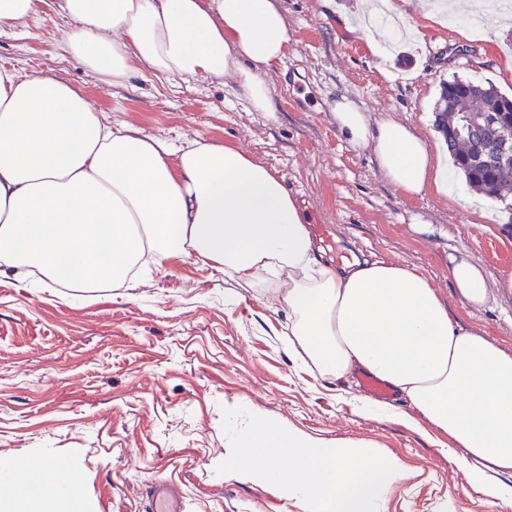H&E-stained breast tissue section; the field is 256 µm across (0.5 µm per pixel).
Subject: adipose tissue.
<instances>
[{"label":"adipose tissue","mask_w":512,"mask_h":512,"mask_svg":"<svg viewBox=\"0 0 512 512\" xmlns=\"http://www.w3.org/2000/svg\"><path fill=\"white\" fill-rule=\"evenodd\" d=\"M69 26L61 46L106 85L150 72L202 84L232 81L253 111L275 105L266 80L290 46L278 0H52ZM337 127L371 148L399 190L447 193L448 176L404 123L371 121L336 100ZM223 270L230 286L287 311L286 346L346 382L367 372L404 395L466 451L473 489L512 504V354L457 324L426 276L373 256L326 261L278 172L203 139L181 145L107 125L53 74L0 66V277L83 293L119 288L172 258ZM453 288L473 308L490 280L463 251L448 254ZM505 475L502 483L490 473ZM68 466L0 463V512H54L81 501Z\"/></svg>","instance_id":"obj_1"}]
</instances>
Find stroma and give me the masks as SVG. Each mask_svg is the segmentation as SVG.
<instances>
[{
	"label": "stroma",
	"mask_w": 512,
	"mask_h": 512,
	"mask_svg": "<svg viewBox=\"0 0 512 512\" xmlns=\"http://www.w3.org/2000/svg\"><path fill=\"white\" fill-rule=\"evenodd\" d=\"M356 0H280L291 45L268 78L275 111L255 112L231 86L145 75L103 85L65 54L67 23L43 4L28 27L0 32V64L53 71L91 101L105 123L160 139L199 137L274 168L309 223L329 225L338 249L413 266L439 287L451 316L512 354V293L492 291L476 310L452 288L448 253L459 249L494 278L512 275V198L490 200L453 168L448 192L407 196L379 170L371 148L351 144L331 108L348 98L371 120L395 117L451 161L435 128L443 82L462 77L512 95V27L486 13L440 21L408 6L413 35L352 32ZM472 26L465 39L458 31ZM465 55L449 57L452 47ZM223 271L175 260L128 288L86 296L0 278V461H63L77 471L85 512H145L166 479L187 512H306L285 491L217 473L230 449L223 411L241 404L333 446L392 458L401 477L380 512H512L474 491L463 448L433 430L403 397L390 410L355 407L363 387L310 372L288 355L285 311L253 291L224 302Z\"/></svg>",
	"instance_id": "35a3bbf8"
}]
</instances>
